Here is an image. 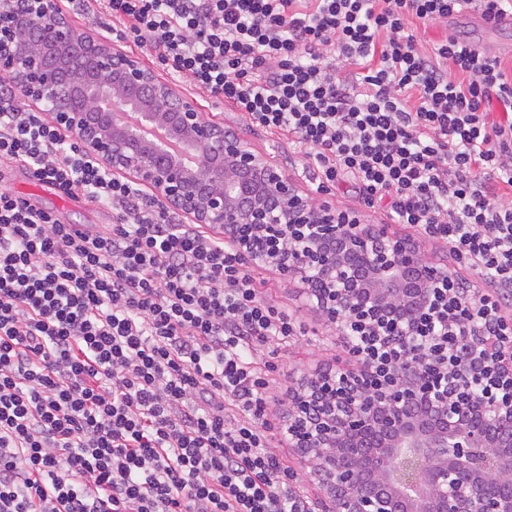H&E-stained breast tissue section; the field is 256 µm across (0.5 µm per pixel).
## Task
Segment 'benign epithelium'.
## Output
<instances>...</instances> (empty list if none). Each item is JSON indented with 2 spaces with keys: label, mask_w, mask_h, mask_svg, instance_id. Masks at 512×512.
<instances>
[{
  "label": "benign epithelium",
  "mask_w": 512,
  "mask_h": 512,
  "mask_svg": "<svg viewBox=\"0 0 512 512\" xmlns=\"http://www.w3.org/2000/svg\"><path fill=\"white\" fill-rule=\"evenodd\" d=\"M42 12V0H28L13 19L0 41V68L18 75L26 96L47 103L91 159L191 222L224 231L252 264L288 269L343 336L411 351L374 383L376 360L348 344L344 360L302 375L289 391L285 433L322 491L314 510L512 512V397L428 381L429 371L451 369L512 390V345L474 309L461 331L466 359L413 348L424 319L452 328L448 311L458 296L435 291L448 270L409 237L313 204L270 159L204 120L194 101L108 39L62 19L31 25ZM76 49L86 73L68 69ZM129 111L142 125L166 129L198 162L186 167L168 141L145 139L123 120ZM288 240L294 249L280 247Z\"/></svg>",
  "instance_id": "obj_1"
}]
</instances>
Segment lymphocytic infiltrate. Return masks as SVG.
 I'll return each mask as SVG.
<instances>
[{
	"instance_id": "obj_1",
	"label": "lymphocytic infiltrate",
	"mask_w": 512,
	"mask_h": 512,
	"mask_svg": "<svg viewBox=\"0 0 512 512\" xmlns=\"http://www.w3.org/2000/svg\"><path fill=\"white\" fill-rule=\"evenodd\" d=\"M286 135L444 242L512 343V68L410 21L512 0H43ZM112 207L90 233L0 190V512H309L277 445L270 342L299 323L248 260L85 156L0 71V176ZM264 351L262 362L249 353Z\"/></svg>"
}]
</instances>
